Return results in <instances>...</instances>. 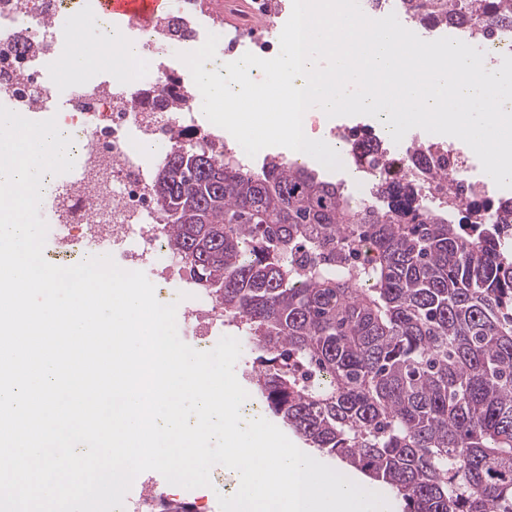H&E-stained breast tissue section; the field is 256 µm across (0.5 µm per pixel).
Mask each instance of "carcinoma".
<instances>
[{"instance_id": "1", "label": "carcinoma", "mask_w": 512, "mask_h": 512, "mask_svg": "<svg viewBox=\"0 0 512 512\" xmlns=\"http://www.w3.org/2000/svg\"><path fill=\"white\" fill-rule=\"evenodd\" d=\"M196 153L172 150L154 194L183 268L241 321L266 409L405 512H512V208L452 223L389 186L374 210L303 164ZM362 240L359 267L290 263Z\"/></svg>"}]
</instances>
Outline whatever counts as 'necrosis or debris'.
I'll use <instances>...</instances> for the list:
<instances>
[{
	"label": "necrosis or debris",
	"instance_id": "necrosis-or-debris-1",
	"mask_svg": "<svg viewBox=\"0 0 512 512\" xmlns=\"http://www.w3.org/2000/svg\"><path fill=\"white\" fill-rule=\"evenodd\" d=\"M99 23L102 19L95 0H0V104L29 115L33 108L49 110L50 88L45 80L47 59L59 52V32L70 17ZM426 37H452L480 48L484 64L493 67L503 56L512 55V21L499 17L494 26H484L459 14L452 22L426 27ZM280 29H267L256 18L242 21L239 38L229 39L225 55L238 51L239 39H246L254 55L268 59L280 48ZM112 49L99 53V67L106 72L104 81L75 83L69 104L57 115L76 143L75 154L83 162L77 189L59 193L56 185L42 189L48 215L56 219L66 212V223H58L54 245L70 251L91 253L109 247L115 263L129 271L143 272L149 281L164 277L175 267L168 226L164 224L153 184L163 157L173 140L189 146L207 143L226 163L247 166L252 162L239 143L225 137L218 128H202L196 116L195 102L180 111L161 108L160 99L171 89L176 70L162 64L168 44L159 25L148 27L130 19L124 30L112 34ZM127 43L140 46L143 56L158 59L152 72L141 69L125 71L119 66L117 51ZM331 135L336 141L350 145L352 153L365 152L367 145L377 149V164L364 166L357 183L349 189L351 197L379 204L376 186L388 178L411 184L415 194L436 208L448 205V187L427 176L432 164L448 167L464 188L460 204L474 199H496L491 185L479 170V160L463 142L413 145L396 150L385 147L380 138L365 142L357 128H338ZM151 144V156H144L142 144ZM187 294L188 307L181 312L183 331L199 340L212 343L223 335L224 317L211 294L199 288L192 279L179 277L171 287L159 288L161 303L173 296Z\"/></svg>",
	"mask_w": 512,
	"mask_h": 512
}]
</instances>
